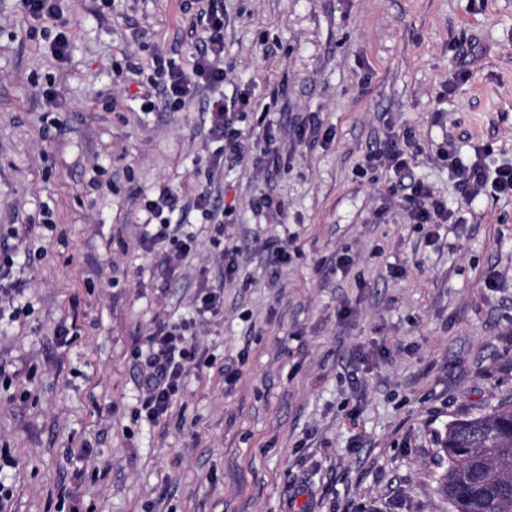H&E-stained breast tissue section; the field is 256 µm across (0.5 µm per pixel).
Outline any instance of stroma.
Segmentation results:
<instances>
[{
	"label": "stroma",
	"mask_w": 512,
	"mask_h": 512,
	"mask_svg": "<svg viewBox=\"0 0 512 512\" xmlns=\"http://www.w3.org/2000/svg\"><path fill=\"white\" fill-rule=\"evenodd\" d=\"M214 10L224 83L170 101L167 69L191 70ZM58 11L41 24L0 0V248L21 284L0 299V512H448L438 438L512 399V197L462 198L442 153L512 164V0ZM220 96L242 102V158L217 168ZM397 134L402 179L374 160ZM404 183L450 223H414ZM163 187L195 240L181 264L141 245ZM203 192L231 211L223 237ZM205 289L219 314H196ZM180 322L182 390L151 422L136 353Z\"/></svg>",
	"instance_id": "1"
}]
</instances>
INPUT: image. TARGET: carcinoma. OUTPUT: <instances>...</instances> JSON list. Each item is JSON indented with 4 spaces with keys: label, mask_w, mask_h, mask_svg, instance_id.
Returning <instances> with one entry per match:
<instances>
[{
    "label": "carcinoma",
    "mask_w": 512,
    "mask_h": 512,
    "mask_svg": "<svg viewBox=\"0 0 512 512\" xmlns=\"http://www.w3.org/2000/svg\"><path fill=\"white\" fill-rule=\"evenodd\" d=\"M449 512H512V403L456 419L437 440Z\"/></svg>",
    "instance_id": "cac0c4a2"
}]
</instances>
